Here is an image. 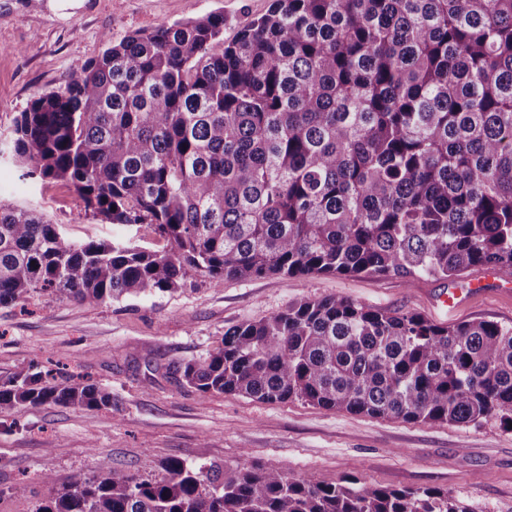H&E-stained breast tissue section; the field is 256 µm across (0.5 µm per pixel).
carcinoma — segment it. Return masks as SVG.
<instances>
[{"instance_id": "obj_1", "label": "carcinoma", "mask_w": 512, "mask_h": 512, "mask_svg": "<svg viewBox=\"0 0 512 512\" xmlns=\"http://www.w3.org/2000/svg\"><path fill=\"white\" fill-rule=\"evenodd\" d=\"M224 14L136 31L80 62L15 122L26 175L62 181L168 248L73 242L0 199V305L81 302L204 276L512 272V0H273L220 52ZM187 385L262 403L425 424L512 426V324H445L342 296L224 332ZM112 407L49 372L0 384L20 406ZM32 512H475L438 488L325 483L281 468L93 475Z\"/></svg>"}]
</instances>
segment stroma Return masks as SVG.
Here are the masks:
<instances>
[{"mask_svg":"<svg viewBox=\"0 0 512 512\" xmlns=\"http://www.w3.org/2000/svg\"><path fill=\"white\" fill-rule=\"evenodd\" d=\"M271 0H0V199L36 209L72 241L119 235L148 250L152 226H117L60 181L29 177L10 147L16 118L37 95L63 87L73 67L138 30L224 15V39L266 14ZM440 280L397 276H258L214 286L196 277L177 290L80 303L38 292L0 306V382L54 370L112 394L108 409L54 404L0 416V512H30L62 486L88 477L97 458L114 474L147 476L161 461L284 468L320 482L440 488L476 512H512V430L422 424L327 411L300 400L266 404L197 391L178 367L201 360L227 329L270 317L298 299L342 296L434 321L512 323V297L488 294L444 316L431 299ZM52 476L45 485L43 476Z\"/></svg>","mask_w":512,"mask_h":512,"instance_id":"1","label":"stroma"}]
</instances>
